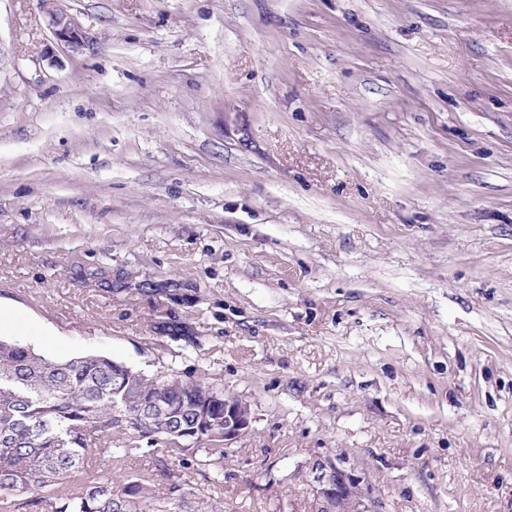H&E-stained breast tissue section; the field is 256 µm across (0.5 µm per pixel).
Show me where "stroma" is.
<instances>
[{
  "instance_id": "obj_1",
  "label": "stroma",
  "mask_w": 512,
  "mask_h": 512,
  "mask_svg": "<svg viewBox=\"0 0 512 512\" xmlns=\"http://www.w3.org/2000/svg\"><path fill=\"white\" fill-rule=\"evenodd\" d=\"M58 4L0 0V337L248 401L224 512H512V0ZM48 26L57 45L81 51L90 47V39L72 16L57 8V0H41ZM315 512H371L364 501L360 479L329 458L310 465Z\"/></svg>"
}]
</instances>
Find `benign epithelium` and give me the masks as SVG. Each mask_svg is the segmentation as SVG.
Returning a JSON list of instances; mask_svg holds the SVG:
<instances>
[{"instance_id": "1", "label": "benign epithelium", "mask_w": 512, "mask_h": 512, "mask_svg": "<svg viewBox=\"0 0 512 512\" xmlns=\"http://www.w3.org/2000/svg\"><path fill=\"white\" fill-rule=\"evenodd\" d=\"M56 44L73 51L90 47V39L72 16L57 8V0H41ZM250 405L224 395V445H229L251 426ZM315 512H371L364 501L360 479L329 458L310 465Z\"/></svg>"}]
</instances>
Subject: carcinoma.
<instances>
[{"mask_svg": "<svg viewBox=\"0 0 512 512\" xmlns=\"http://www.w3.org/2000/svg\"><path fill=\"white\" fill-rule=\"evenodd\" d=\"M145 446L149 473L114 476ZM226 455L224 387L203 376L0 339V512H223ZM190 462L208 488L183 480Z\"/></svg>", "mask_w": 512, "mask_h": 512, "instance_id": "carcinoma-1", "label": "carcinoma"}]
</instances>
